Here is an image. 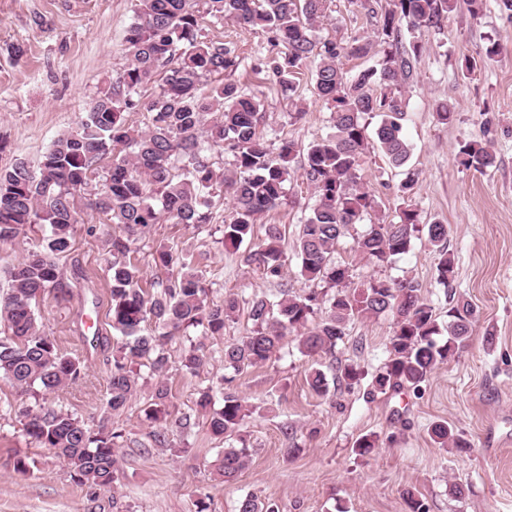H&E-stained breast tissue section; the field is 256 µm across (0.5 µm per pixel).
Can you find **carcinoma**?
<instances>
[{"instance_id":"1","label":"carcinoma","mask_w":512,"mask_h":512,"mask_svg":"<svg viewBox=\"0 0 512 512\" xmlns=\"http://www.w3.org/2000/svg\"><path fill=\"white\" fill-rule=\"evenodd\" d=\"M332 0H135V20L126 28L124 43L131 63L109 80L86 110L78 126L61 134L43 156L38 169L18 161L0 171V241L16 238L28 227L46 224L50 235L8 271L11 292L0 301V377L32 396L75 385L84 378L79 359L66 355L53 337L40 330L33 304L56 288L61 271L58 255L72 244L79 201L121 229L109 238L112 329L125 340L112 351L106 382L109 415L124 411L138 392L141 369L157 377L145 414L154 422L167 420L170 389L163 379L168 367L165 345L170 336L190 328L205 336H222L237 319L239 295L224 297L220 305L207 302L203 274L175 269L171 248L152 254L156 269L167 277L155 291L140 286L142 269L131 261L134 245L155 224L199 227L212 220L215 199L233 201L231 218L224 222V245L234 248L252 239L262 213L286 200L294 174L296 143L280 141L277 151L267 144L260 126L263 104L229 79L240 65L231 42L204 35V23L231 19L259 28L276 49L260 71L289 100H295L296 75L313 66L314 89L333 115L334 133L311 142L304 154L302 177L314 204L301 224L295 247L299 271L307 281L325 284L292 296L281 291L271 300L255 296L247 302L251 328L239 340L224 344V368L240 372L265 364L276 355L287 335L295 334L304 356L332 353L343 341L346 325L358 318L387 312L394 317L387 361L374 377L375 389H419L431 372L466 346L476 321L473 305L459 299L448 308V338L442 339L435 309L411 283L372 281L356 286L353 269L338 264L332 254L348 227L361 224L378 208L375 196L360 183V157L368 146L365 116L382 114L376 142L396 167L411 155L402 120V89L418 82L424 45L405 37L404 29L441 30L459 0H355L375 21L377 39L356 35L347 42L319 41L315 31ZM490 43L480 59L464 58L461 70L470 75L497 55ZM376 58L372 66L349 73L341 58ZM153 92L144 97L141 90ZM145 111L143 126L126 122L125 113ZM232 155L231 168L214 160L211 151ZM456 157L461 166L483 172L496 157L480 140L461 143ZM106 167H101L104 160ZM419 231L417 212L406 205L398 220L371 224L357 241L367 260L384 263L410 251ZM434 245L448 237V225L427 227ZM279 224L265 226L264 237L245 255L246 265L267 279H280L288 265ZM455 277L453 260L440 253L437 280L447 286ZM333 293H328V290ZM323 318L308 324L317 314ZM152 334L142 333L146 322ZM199 347L181 359L193 373L203 364ZM307 382L325 395L328 383L319 369ZM210 391L201 393L198 406L208 414L210 431L227 447L218 459L224 481L230 482L247 465L251 449L242 437L247 417L243 400L224 393L223 406L212 409ZM23 432L37 448L63 460L70 477L94 491H108L118 479V453L123 431L109 422L93 430L74 415L54 409L23 412ZM433 441L442 448H466L446 422L431 427ZM238 512H279L272 501L248 494Z\"/></svg>"}]
</instances>
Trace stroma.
I'll use <instances>...</instances> for the list:
<instances>
[{
	"mask_svg": "<svg viewBox=\"0 0 512 512\" xmlns=\"http://www.w3.org/2000/svg\"><path fill=\"white\" fill-rule=\"evenodd\" d=\"M133 19L134 0H0L1 170L18 160L38 167L58 134L75 128L105 79L129 64L123 36ZM372 30L350 0H334L318 35L346 41ZM204 33L236 43L243 64L234 77L262 101V133L269 144L291 139L303 148L330 133V112L314 92L311 70L298 77L303 115L290 120L292 106L278 86L254 72L267 53L265 34L229 20L206 23ZM414 35L425 51L418 83L403 91L411 158L395 168L372 148L360 159V174L379 202L373 221L395 220L407 202L420 224H447L448 239L439 248L426 232L416 233L407 254L374 264L356 250L365 230L357 224L339 240L334 257L353 266L358 285L413 282L443 323L451 298L470 300L477 321L464 349L435 368L420 390L381 393L373 390L372 379L389 355V314L350 322L334 354L302 356L289 337L266 364L239 373L225 369L224 346L245 335L247 314L227 325L223 337L204 338L206 362L194 374L180 368L188 339L173 336L166 345L167 444L154 446L155 426L143 413L144 395H137L113 419L124 432L116 486L97 493L74 482L49 451L34 447L20 424L34 400L0 379V512H236L239 499L250 493L275 502L280 512H408L410 493L429 512H512V19L499 0H485L479 17L462 8L444 20L441 31L421 28ZM491 40L499 55L462 76L460 58L482 55ZM17 45L23 56H14ZM440 101L455 104L452 122H438ZM471 139L491 146L495 167L479 173L457 163L459 143ZM410 174L417 183L405 201L398 187ZM313 203L311 190L294 178L284 203L256 224L255 239L263 238L266 225L280 224L285 249L293 251ZM231 211V201L221 200L211 223L200 228L154 225L133 254L143 286L159 275L151 263L153 249L166 245L179 263L202 270L211 303H222L229 293L246 300L274 298L284 285L293 294L307 293L311 284L296 261H289L277 282L253 272L244 250L224 248ZM77 220L70 250L57 258L61 285L38 300L35 315L41 330L61 352L79 358L86 372L78 385L47 393L46 407L94 427L103 418L112 346L121 335L109 316L104 218L82 210ZM443 249L455 266L447 287L436 272ZM347 364L360 374L351 386L336 378ZM313 367L324 372L327 395L309 388L306 376ZM205 390L217 400L235 393L251 410L244 431L252 457L231 482L216 469L224 442L209 432L197 407ZM184 416L191 429L180 425ZM439 421L448 422L466 447H439L430 435ZM369 434L378 439L375 452L356 456L355 442ZM21 458L30 466L28 474L15 470ZM453 483L464 486L462 498L449 495Z\"/></svg>",
	"mask_w": 512,
	"mask_h": 512,
	"instance_id": "35a3bbf8",
	"label": "stroma"
}]
</instances>
